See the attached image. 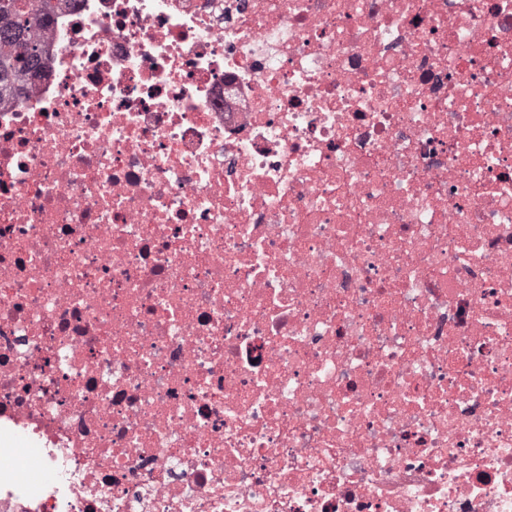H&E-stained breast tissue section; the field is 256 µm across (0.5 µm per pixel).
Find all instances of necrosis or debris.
<instances>
[{"instance_id": "necrosis-or-debris-1", "label": "necrosis or debris", "mask_w": 512, "mask_h": 512, "mask_svg": "<svg viewBox=\"0 0 512 512\" xmlns=\"http://www.w3.org/2000/svg\"><path fill=\"white\" fill-rule=\"evenodd\" d=\"M51 5L0 512H512V0Z\"/></svg>"}]
</instances>
